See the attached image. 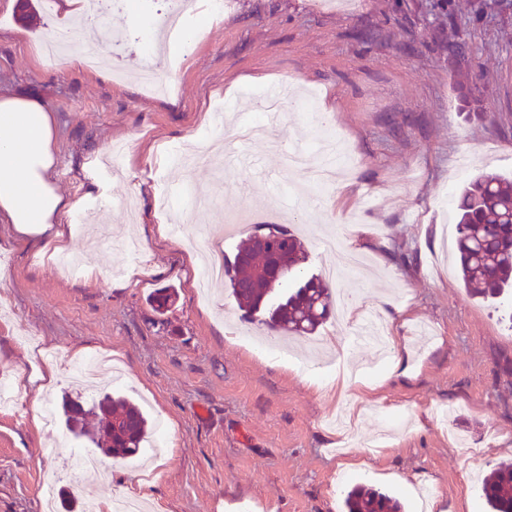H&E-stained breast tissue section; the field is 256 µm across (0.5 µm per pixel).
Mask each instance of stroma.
<instances>
[{"label":"stroma","mask_w":512,"mask_h":512,"mask_svg":"<svg viewBox=\"0 0 512 512\" xmlns=\"http://www.w3.org/2000/svg\"><path fill=\"white\" fill-rule=\"evenodd\" d=\"M31 6L22 25L16 0H0V89L38 94L55 112L53 182L84 200L100 228L90 255L85 233L65 225L67 251L99 275L62 273L42 239L13 240L0 224V311L9 313L0 380L18 395L0 409V512H44L40 485L51 477L54 512H108L119 496L149 512H343L357 484L389 493L403 512H421V488L435 512H486L481 480L512 460V300L489 306L458 280L453 204L477 171L512 178V0H224L190 55L156 58L172 76L163 95L136 77L141 31L129 32L119 60L125 79H106L41 55L57 25L44 0ZM272 86L316 94L318 110L332 111L353 162L325 191L307 168L288 166L289 148L305 142V113L283 114L281 149L238 144L237 124ZM467 94L479 112L466 110ZM205 140L246 162L196 166L186 179L214 204L177 212L183 178L172 158ZM270 206L299 233L307 274L326 276L335 263L323 246L331 237L374 268L367 280H330L349 316L292 344L305 355L320 348L339 369L360 365L372 350L353 326L375 311L409 376L383 367L346 391L316 386L254 344L272 332L262 314L245 316L228 281L200 294L187 237L206 233L233 257L252 227L226 235L228 216ZM397 246L414 261L394 263ZM167 287L177 298L161 315L149 296ZM101 350L124 382L80 392L62 372L38 393L46 354L78 362ZM112 391L166 423L165 447L147 439L137 470L104 456L105 478L75 487L67 465L93 445L60 415L62 440L50 442L39 413L67 394L90 404Z\"/></svg>","instance_id":"stroma-1"}]
</instances>
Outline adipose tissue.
I'll list each match as a JSON object with an SVG mask.
<instances>
[{"mask_svg": "<svg viewBox=\"0 0 512 512\" xmlns=\"http://www.w3.org/2000/svg\"><path fill=\"white\" fill-rule=\"evenodd\" d=\"M56 132L41 96L0 91V223L11 226L14 238L47 234L62 241V222L83 207L52 184Z\"/></svg>", "mask_w": 512, "mask_h": 512, "instance_id": "obj_1", "label": "adipose tissue"}]
</instances>
